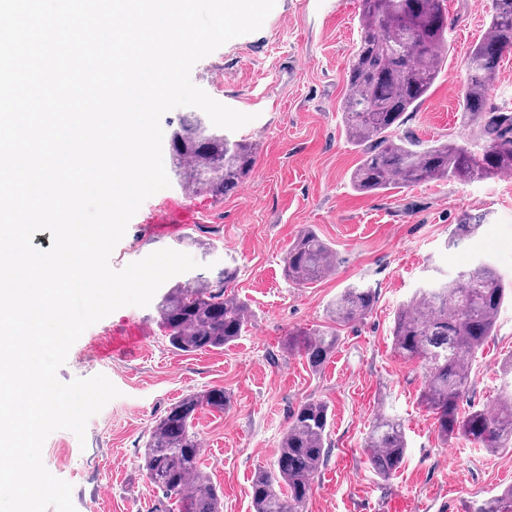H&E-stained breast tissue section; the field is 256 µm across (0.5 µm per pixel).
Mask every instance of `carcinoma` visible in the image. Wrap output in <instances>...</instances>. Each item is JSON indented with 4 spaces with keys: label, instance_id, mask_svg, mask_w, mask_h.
<instances>
[{
    "label": "carcinoma",
    "instance_id": "cac0c4a2",
    "mask_svg": "<svg viewBox=\"0 0 512 512\" xmlns=\"http://www.w3.org/2000/svg\"><path fill=\"white\" fill-rule=\"evenodd\" d=\"M446 2L359 0L360 44L346 74L342 119L346 136L362 151L351 177L361 193L431 181L467 183L512 171V110L490 98L498 61L512 50V0H486L488 31L467 59L460 111L477 124L480 151L455 140L424 145L393 136L405 114L426 100L448 56ZM170 147L181 183L215 198L234 192L255 163L254 144L231 139L201 115L174 130ZM283 264L289 280L306 285L331 273L336 255L313 230L305 229L289 243ZM236 278L237 268L226 265L214 279L199 274L168 280L156 309L174 349L219 350L242 336L249 315L247 304L232 293ZM505 297L506 287L491 266L461 270L451 280L418 289L395 315L392 332L395 353L424 365L421 404L436 415L441 437H463L491 452L512 448V363L504 372L494 412L462 414L459 402L470 384L472 361L494 335ZM376 302L375 290L350 286L331 304L329 316L335 323H351L370 313ZM337 341L333 330H318L303 339L296 332L288 347L318 370ZM228 405L229 397L219 388L190 394L169 407L148 432L142 469L149 483L173 501L175 512H222V496L200 462L193 422L205 407L222 412ZM328 426L325 402L309 399L298 405L272 467L253 473L254 512H304L326 454ZM366 447L378 475L396 473L407 451L402 424L378 418Z\"/></svg>",
    "mask_w": 512,
    "mask_h": 512
}]
</instances>
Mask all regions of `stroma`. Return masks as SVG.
<instances>
[{"label": "stroma", "mask_w": 512, "mask_h": 512, "mask_svg": "<svg viewBox=\"0 0 512 512\" xmlns=\"http://www.w3.org/2000/svg\"><path fill=\"white\" fill-rule=\"evenodd\" d=\"M448 60L428 98L398 134L428 144L450 137L480 149L475 124L459 106L465 64L488 19L480 0H448ZM359 44L357 0H276L256 32L198 61L192 81L213 99L252 115L233 136L258 143L252 173L232 195L196 194L198 223L159 239L131 219L110 257L119 270L170 248L200 264L237 267L235 294L248 305L244 336L221 350L170 347L154 306H125L90 326L71 347L58 378L105 375L121 395L86 428L85 441L53 432L43 447L48 471L72 486L76 512H165L161 492L140 467L153 421L188 394L224 389L229 406L200 410L201 463L222 493L223 512H252L251 477L273 463L291 412L310 398L327 403L328 454L305 512H466L512 485V449L489 452L444 440L419 402L425 370L392 347L399 308L424 284L488 263L512 285V179L432 182L374 195L356 192L361 152L346 139L341 106L346 72ZM476 231L453 242L457 224ZM313 228L336 253L327 277L299 286L282 257L295 235ZM375 288L364 318L337 328L335 352L312 371L288 336L332 325L327 308L353 284ZM512 359V296L472 363L461 411L496 404L502 368ZM382 415L401 419L402 468L383 478L365 438Z\"/></svg>", "instance_id": "35a3bbf8"}]
</instances>
